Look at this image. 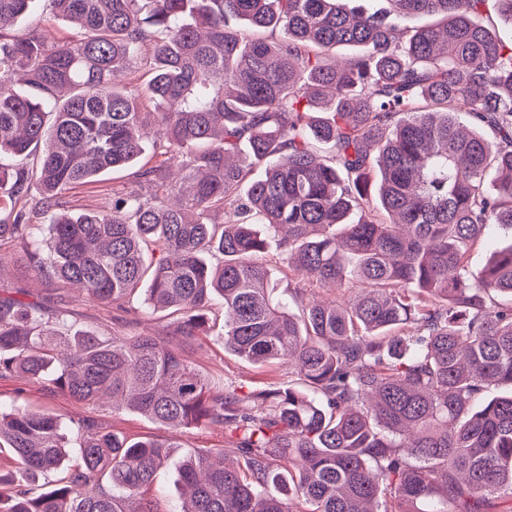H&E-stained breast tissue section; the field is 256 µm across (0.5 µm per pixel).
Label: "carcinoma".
I'll return each instance as SVG.
<instances>
[{"instance_id": "obj_1", "label": "carcinoma", "mask_w": 512, "mask_h": 512, "mask_svg": "<svg viewBox=\"0 0 512 512\" xmlns=\"http://www.w3.org/2000/svg\"><path fill=\"white\" fill-rule=\"evenodd\" d=\"M386 2L0 0V248L103 307L148 282L186 345L221 300L225 350L288 365L286 381L214 389L168 336L133 321L100 336L66 307L1 297L0 378L171 432L219 427L239 461L97 428L73 463L60 419L0 411V447L33 483L0 474V512H154L170 462L180 512H512V392L484 400L512 388V304L496 299L512 298V244L469 265L490 229L512 231V39L475 20L484 0ZM31 15L76 34L11 33ZM405 17L423 23L406 33ZM340 47L354 53L321 64ZM150 135L157 161L109 209H64Z\"/></svg>"}]
</instances>
